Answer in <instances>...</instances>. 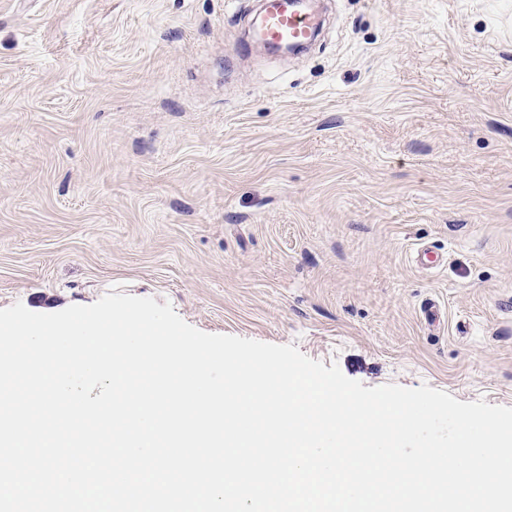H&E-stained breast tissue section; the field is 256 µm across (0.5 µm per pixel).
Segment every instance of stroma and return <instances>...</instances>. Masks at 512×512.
Here are the masks:
<instances>
[{
    "label": "stroma",
    "instance_id": "obj_1",
    "mask_svg": "<svg viewBox=\"0 0 512 512\" xmlns=\"http://www.w3.org/2000/svg\"><path fill=\"white\" fill-rule=\"evenodd\" d=\"M321 2L285 57L257 0H0V308L152 297L512 407V0Z\"/></svg>",
    "mask_w": 512,
    "mask_h": 512
}]
</instances>
